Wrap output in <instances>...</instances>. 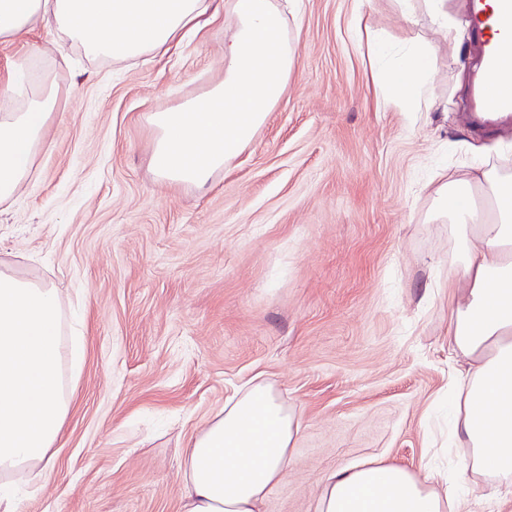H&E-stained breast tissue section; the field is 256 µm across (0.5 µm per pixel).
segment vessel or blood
I'll use <instances>...</instances> for the list:
<instances>
[{"mask_svg": "<svg viewBox=\"0 0 512 512\" xmlns=\"http://www.w3.org/2000/svg\"><path fill=\"white\" fill-rule=\"evenodd\" d=\"M482 76L468 114L470 126L512 118V0H482L471 16Z\"/></svg>", "mask_w": 512, "mask_h": 512, "instance_id": "b4317fda", "label": "vessel or blood"}]
</instances>
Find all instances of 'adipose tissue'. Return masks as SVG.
I'll return each mask as SVG.
<instances>
[{"instance_id": "adipose-tissue-1", "label": "adipose tissue", "mask_w": 512, "mask_h": 512, "mask_svg": "<svg viewBox=\"0 0 512 512\" xmlns=\"http://www.w3.org/2000/svg\"><path fill=\"white\" fill-rule=\"evenodd\" d=\"M224 9L234 20L224 42V80L205 97L152 116L159 132L152 164L166 178L201 185L249 144L284 95L295 49L275 0H0V44L31 28H54L86 54L125 61L163 50L198 20ZM371 74L388 103L417 112L430 95V51L369 43ZM55 91L25 103L0 76V203L25 184L55 111ZM512 176L478 169L438 183L439 216L453 226L459 266L448 273L454 356L455 440L468 451L453 484L380 460L327 475L315 512H471L468 475L512 478V207L484 219L470 196H496ZM82 341L63 336L55 288L0 269V512H16L14 480L45 471L71 403L62 374ZM300 419L265 382L227 399L191 439L182 472L185 512H263L286 475Z\"/></svg>"}]
</instances>
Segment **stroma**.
Masks as SVG:
<instances>
[{
  "label": "stroma",
  "mask_w": 512,
  "mask_h": 512,
  "mask_svg": "<svg viewBox=\"0 0 512 512\" xmlns=\"http://www.w3.org/2000/svg\"><path fill=\"white\" fill-rule=\"evenodd\" d=\"M284 7L296 62L252 142L205 186L159 177L150 116L224 78L217 13L166 52L90 59L40 28L0 47L18 102L49 75L58 108L31 176L0 203V263L56 288L83 336L61 436L18 512H184L192 435L240 385L271 383L302 428L264 512H312L327 474L387 459L417 475L457 463L445 398L448 272L435 174L485 162L512 174V126L465 122L474 53L444 42L422 4L301 0ZM391 43L434 50L432 104L388 106L356 12Z\"/></svg>",
  "instance_id": "35a3bbf8"
}]
</instances>
